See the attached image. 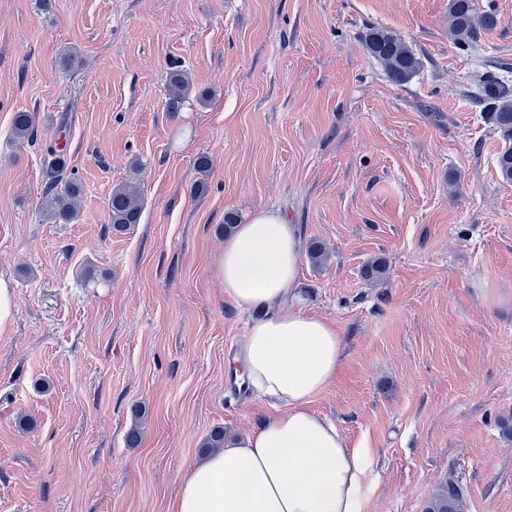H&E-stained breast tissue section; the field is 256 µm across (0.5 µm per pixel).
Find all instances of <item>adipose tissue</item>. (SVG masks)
Here are the masks:
<instances>
[{"label": "adipose tissue", "instance_id": "adipose-tissue-1", "mask_svg": "<svg viewBox=\"0 0 512 512\" xmlns=\"http://www.w3.org/2000/svg\"><path fill=\"white\" fill-rule=\"evenodd\" d=\"M300 263L296 227L280 214L255 211L225 238L224 287L239 307L261 312L248 330L242 368L279 407L190 467L170 512H364L368 451L350 447L310 408L339 372L343 340L335 325L300 310Z\"/></svg>", "mask_w": 512, "mask_h": 512}]
</instances>
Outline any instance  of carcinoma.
Here are the masks:
<instances>
[{"label": "carcinoma", "instance_id": "carcinoma-1", "mask_svg": "<svg viewBox=\"0 0 512 512\" xmlns=\"http://www.w3.org/2000/svg\"><path fill=\"white\" fill-rule=\"evenodd\" d=\"M450 32L454 43L461 50L471 48L477 39V30L491 29L497 25V15L486 12L475 14L472 0H450ZM366 49L375 59L385 66L389 78L402 84L419 71L421 62L412 49L386 29H374L365 38ZM189 81L182 70L171 69L168 73V110L178 111L186 96ZM480 102L487 109V117L507 141H512V101L504 84L495 76L489 77L481 90ZM35 117L27 111L14 114L12 129L15 138L24 140L34 138ZM66 151L51 144L44 153L46 183L44 185V208L50 219L64 223L72 222L78 212V201L82 192L81 185L65 176L67 168ZM500 177L512 183V146L497 157ZM143 200L140 189L132 183H122L112 189L108 200L109 223L112 231L122 234L128 228L140 222ZM387 272L383 259L374 258L367 262L362 274L372 283L381 281ZM464 497V488L456 480L443 485L430 500L426 512H459Z\"/></svg>", "mask_w": 512, "mask_h": 512}]
</instances>
